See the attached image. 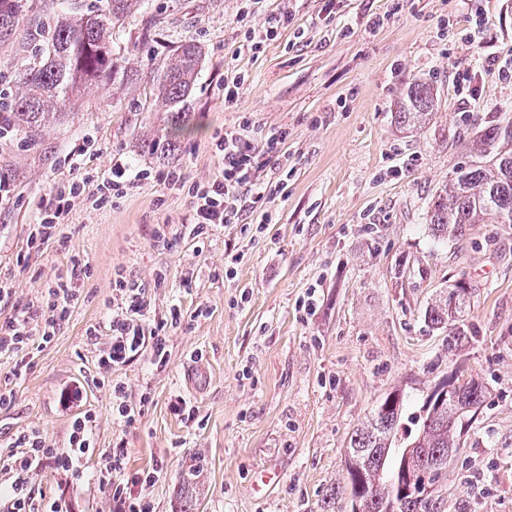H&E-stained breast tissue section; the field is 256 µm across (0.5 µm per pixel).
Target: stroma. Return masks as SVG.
I'll list each match as a JSON object with an SVG mask.
<instances>
[{
  "mask_svg": "<svg viewBox=\"0 0 512 512\" xmlns=\"http://www.w3.org/2000/svg\"><path fill=\"white\" fill-rule=\"evenodd\" d=\"M284 17L275 39L250 50L246 35L268 16ZM46 31L26 30L0 45V91L16 90L18 61L38 51ZM202 49L189 131L172 164L142 152L151 102L150 63L184 39ZM112 48L142 72L109 97L85 91L40 143L0 137V176L14 187L0 208V279L12 298L0 319L36 315L46 289L86 267L82 298L30 354L22 378L0 355V445L39 430L66 443L72 419L96 416L95 450L79 472L46 469L33 487L65 500L68 512H110L98 477L104 455L125 438L129 471L162 465L147 489L156 512H180L182 483L197 490L195 512H316L341 485L346 445L373 407L404 393L418 411L427 393L461 373L486 396L463 449L448 465L444 512H512V224L486 219L446 243L426 223L435 190L472 159L482 128L512 119V0H141L112 31ZM477 74L475 98L457 77ZM246 83L237 106L224 83ZM414 79L432 83L439 105L428 125L401 130L395 110ZM285 130L287 169L262 166L272 215L263 231L243 224L170 243L162 224H187V187L212 178V145L229 128ZM86 148L81 166L72 156ZM150 181L100 206L78 199L59 242L43 251L28 239L39 212L67 182L96 188L113 158ZM186 188H170L169 168ZM193 279H186V272ZM141 288L152 319L182 318L170 330L168 360L150 354L102 377L87 328L112 310L116 276ZM471 287L463 334L449 338L425 317L430 300L454 281ZM204 365L209 383L192 389L186 365ZM131 401H150L130 427L112 414L113 381ZM81 401L63 405V390ZM195 408L173 411L174 396Z\"/></svg>",
  "mask_w": 512,
  "mask_h": 512,
  "instance_id": "stroma-1",
  "label": "stroma"
}]
</instances>
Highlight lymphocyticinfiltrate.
<instances>
[{"label": "lymphocytic infiltrate", "instance_id": "lymphocytic-infiltrate-1", "mask_svg": "<svg viewBox=\"0 0 512 512\" xmlns=\"http://www.w3.org/2000/svg\"><path fill=\"white\" fill-rule=\"evenodd\" d=\"M288 138L286 131L267 134L263 146H256L248 135L225 131L217 140L215 151L221 160L217 175L192 188L193 236H201L223 224H233L243 218H256L267 224L271 215L264 207L271 191L254 181V174L261 158L282 159V147ZM87 191L86 181L74 180L67 191L57 195L46 206L31 246L43 249L60 234V226L69 213L75 198ZM46 315L41 336H34L27 316L15 315L0 319V353L15 355V374H22L26 361L36 344L49 343L54 330L64 321L72 307L78 303L79 288H51L47 291ZM150 304L141 289L116 280L112 290V314L106 328L92 327L87 335L98 345L97 365L101 372H115L143 353H151L154 361H167L168 332L180 322L179 312H172L169 320L148 325ZM96 417L91 412L79 413L71 422L67 444L62 448L51 447L36 430L20 432L12 438L14 452L0 461V469L9 474L11 482L4 496L9 512H68L65 503L58 499L36 496L31 477L44 469L58 472H75L81 459L93 450L92 431ZM161 472L153 467L136 473L127 470L125 442L116 443L104 457L101 482L112 499V512H154V505L144 489L153 484Z\"/></svg>", "mask_w": 512, "mask_h": 512}]
</instances>
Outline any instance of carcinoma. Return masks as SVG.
Segmentation results:
<instances>
[{
    "label": "carcinoma",
    "mask_w": 512,
    "mask_h": 512,
    "mask_svg": "<svg viewBox=\"0 0 512 512\" xmlns=\"http://www.w3.org/2000/svg\"><path fill=\"white\" fill-rule=\"evenodd\" d=\"M134 2L72 0L68 11L53 18L47 43L33 59L18 64L21 91L7 104L6 126L37 143L47 122L73 108L85 86L104 89L132 82L138 71L112 51L110 32ZM33 5L34 0H0L1 44L18 36L22 21L39 23ZM201 58V47L186 40L150 70L154 111L162 114L164 128L145 138L142 148L160 161L176 154L188 127V99ZM436 105L433 85L415 79L408 83L395 119L402 128H422ZM472 149V163L457 169L432 197L427 224L439 242L448 241L450 233L462 234L466 224L484 223L487 216L499 224H512V121L484 127ZM469 289L467 282L456 281L426 309L430 324L451 339L461 335L457 323L465 315ZM484 397V385L473 379L458 385L446 400L427 396L425 417L411 434L404 423V395H387L348 440L344 490L333 492L318 512H345L356 503L360 512H444L437 495L440 481L448 476V463L460 450L461 437ZM411 468L426 472L433 486L429 494L408 487L405 470Z\"/></svg>",
    "instance_id": "obj_1"
}]
</instances>
